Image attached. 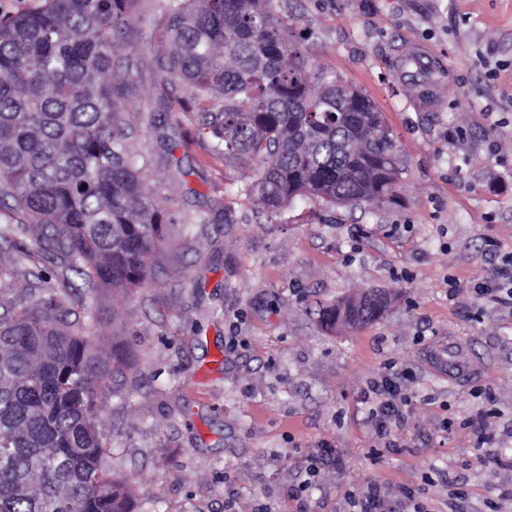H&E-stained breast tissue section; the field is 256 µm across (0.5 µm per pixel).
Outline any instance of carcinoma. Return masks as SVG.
<instances>
[{
  "mask_svg": "<svg viewBox=\"0 0 512 512\" xmlns=\"http://www.w3.org/2000/svg\"><path fill=\"white\" fill-rule=\"evenodd\" d=\"M0 12V224L11 243L52 247L62 287L130 291L165 222L134 160L112 80L114 33L135 0H24ZM168 75L190 83L218 157L260 161L237 190L274 213L296 199L360 207L396 203L402 163L371 101L308 68L281 37L273 0H169ZM392 295L368 290L318 306L331 329L371 323ZM51 288L28 307L0 294V512H133L104 466L98 396L115 365L92 321L63 320Z\"/></svg>",
  "mask_w": 512,
  "mask_h": 512,
  "instance_id": "obj_1",
  "label": "carcinoma"
}]
</instances>
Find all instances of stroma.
<instances>
[{"label": "stroma", "instance_id": "obj_1", "mask_svg": "<svg viewBox=\"0 0 512 512\" xmlns=\"http://www.w3.org/2000/svg\"><path fill=\"white\" fill-rule=\"evenodd\" d=\"M165 5L136 0L112 54L128 83V143L149 162L168 226L156 281L86 294L67 313L96 314L104 353L126 364L98 403L135 512H348L370 480L394 502L420 488L431 512H512V308L469 290L512 252V0H275L288 43L367 96L405 160L396 204L299 199L275 218L229 194L258 162L216 158L192 88L168 80ZM409 42L444 63L430 111L398 74ZM153 114L167 135L149 128ZM0 262L17 271L11 295L33 304L31 270L57 260L0 242ZM368 289L394 296L382 319L316 323V304ZM438 336L469 346L465 385L425 371ZM388 370L412 402L385 440L367 413L369 385ZM479 418L492 431L480 447ZM325 443L337 463L293 497Z\"/></svg>", "mask_w": 512, "mask_h": 512}]
</instances>
